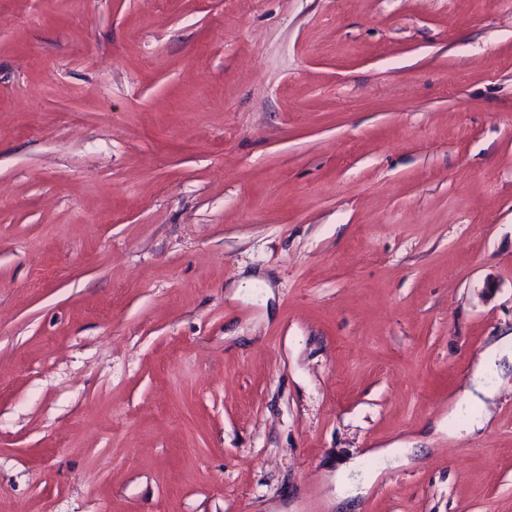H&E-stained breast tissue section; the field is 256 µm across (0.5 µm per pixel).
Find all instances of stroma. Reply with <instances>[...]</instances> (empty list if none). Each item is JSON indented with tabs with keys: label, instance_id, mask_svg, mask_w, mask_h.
Here are the masks:
<instances>
[{
	"label": "stroma",
	"instance_id": "35a3bbf8",
	"mask_svg": "<svg viewBox=\"0 0 512 512\" xmlns=\"http://www.w3.org/2000/svg\"><path fill=\"white\" fill-rule=\"evenodd\" d=\"M511 336L512 0H0V512H512Z\"/></svg>",
	"mask_w": 512,
	"mask_h": 512
}]
</instances>
